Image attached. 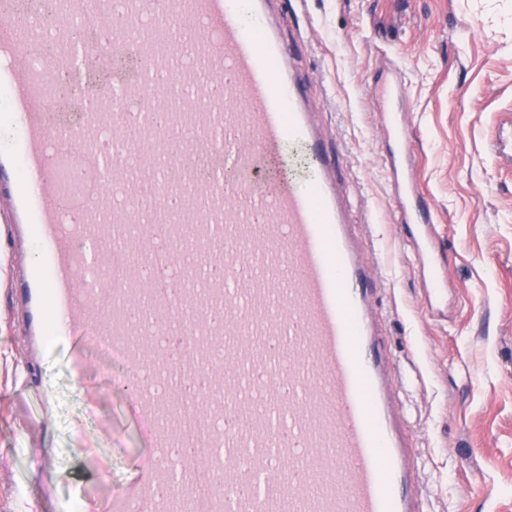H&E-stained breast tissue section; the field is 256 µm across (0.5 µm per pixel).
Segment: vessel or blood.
Returning a JSON list of instances; mask_svg holds the SVG:
<instances>
[{
	"instance_id": "obj_1",
	"label": "vessel or blood",
	"mask_w": 512,
	"mask_h": 512,
	"mask_svg": "<svg viewBox=\"0 0 512 512\" xmlns=\"http://www.w3.org/2000/svg\"><path fill=\"white\" fill-rule=\"evenodd\" d=\"M266 0H112L109 120L51 125L48 95L13 69L19 120L0 183L13 232L36 248L14 293L33 360L59 341L127 336V388L154 452L106 512H421L411 435L380 347L372 281L316 115L271 28ZM395 221L424 257L429 294L445 268L435 211L416 188L406 125L392 121ZM304 179L249 180L283 145ZM78 154L85 198L63 196ZM206 159L208 176L191 172Z\"/></svg>"
}]
</instances>
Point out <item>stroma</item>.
<instances>
[{
    "label": "stroma",
    "instance_id": "obj_1",
    "mask_svg": "<svg viewBox=\"0 0 512 512\" xmlns=\"http://www.w3.org/2000/svg\"><path fill=\"white\" fill-rule=\"evenodd\" d=\"M282 40L344 178L360 247L392 270L377 293L404 416L425 471L424 512H512V0H287ZM415 149V177L447 249L444 316L423 309L415 256L395 227L384 87ZM14 208L0 192V512L104 502L152 458L123 384L94 354L82 376L63 341L40 390L11 300Z\"/></svg>",
    "mask_w": 512,
    "mask_h": 512
}]
</instances>
